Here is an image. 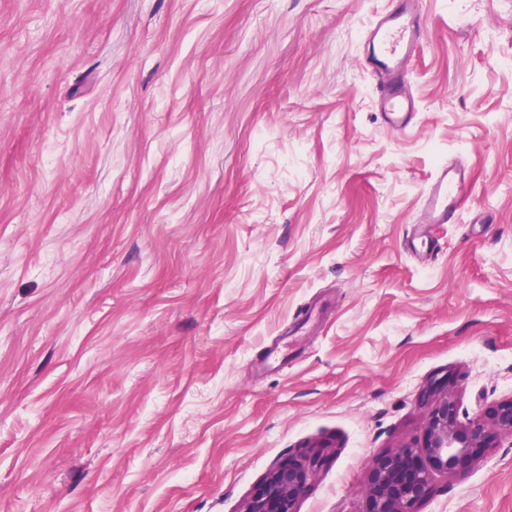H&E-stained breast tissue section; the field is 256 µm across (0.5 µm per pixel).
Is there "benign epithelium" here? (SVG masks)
Segmentation results:
<instances>
[{
	"label": "benign epithelium",
	"mask_w": 512,
	"mask_h": 512,
	"mask_svg": "<svg viewBox=\"0 0 512 512\" xmlns=\"http://www.w3.org/2000/svg\"><path fill=\"white\" fill-rule=\"evenodd\" d=\"M432 398L423 453L407 447L382 455L370 467L367 512H418V505L431 493L433 475L466 472L479 448L490 447L500 434L512 435V395L463 427L458 421L455 394L450 390L428 392ZM315 459L302 456L281 464L249 501L245 512H297L296 503L313 476Z\"/></svg>",
	"instance_id": "1"
}]
</instances>
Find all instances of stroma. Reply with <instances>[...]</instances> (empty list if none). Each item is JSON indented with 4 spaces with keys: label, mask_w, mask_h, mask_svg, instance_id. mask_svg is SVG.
<instances>
[{
    "label": "stroma",
    "mask_w": 512,
    "mask_h": 512,
    "mask_svg": "<svg viewBox=\"0 0 512 512\" xmlns=\"http://www.w3.org/2000/svg\"><path fill=\"white\" fill-rule=\"evenodd\" d=\"M390 6L0 0V512H244L308 451L297 512H366L429 385L512 395V0H422L407 133L362 65ZM418 512H512V436ZM468 183L465 169L455 164L439 166L425 184L420 195L421 217L416 228V238L421 239L422 252L431 259L437 251V242L431 230L439 224H448L459 210Z\"/></svg>",
    "instance_id": "35a3bbf8"
}]
</instances>
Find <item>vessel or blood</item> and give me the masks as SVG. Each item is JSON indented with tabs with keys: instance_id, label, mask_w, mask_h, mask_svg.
Returning <instances> with one entry per match:
<instances>
[{
	"instance_id": "vessel-or-blood-1",
	"label": "vessel or blood",
	"mask_w": 512,
	"mask_h": 512,
	"mask_svg": "<svg viewBox=\"0 0 512 512\" xmlns=\"http://www.w3.org/2000/svg\"><path fill=\"white\" fill-rule=\"evenodd\" d=\"M419 0H396L395 6L374 20L364 33V67L377 79V107L386 126L404 132L418 122L419 107L410 88V64L424 38ZM465 169L439 166L420 195V221L416 236L423 242L422 257L432 258L437 243L434 226L448 223L459 210L466 192Z\"/></svg>"
}]
</instances>
